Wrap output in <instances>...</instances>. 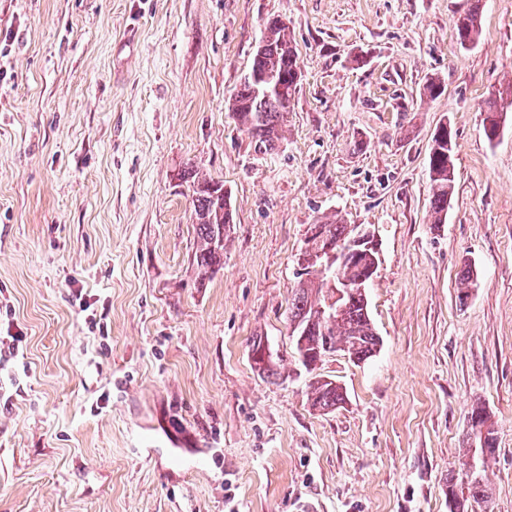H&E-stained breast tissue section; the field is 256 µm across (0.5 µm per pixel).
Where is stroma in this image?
<instances>
[{
  "instance_id": "stroma-1",
  "label": "stroma",
  "mask_w": 512,
  "mask_h": 512,
  "mask_svg": "<svg viewBox=\"0 0 512 512\" xmlns=\"http://www.w3.org/2000/svg\"><path fill=\"white\" fill-rule=\"evenodd\" d=\"M0 0V512H450L482 467L512 512V0ZM302 80L278 151L225 103L269 18ZM440 95L424 90L429 77ZM456 135L445 223L428 176ZM235 230L201 280L184 170ZM374 232L380 345L306 370L288 306L319 217ZM477 273L459 300L464 266ZM263 337L279 377L253 368ZM346 400L312 409L310 384ZM482 403L497 450L465 447ZM469 7L455 21V38L461 46L475 44L481 33L483 0H470ZM483 112H486L484 132L488 140H494L499 134L500 116L502 112H512V85L507 90L498 91L484 101Z\"/></svg>"
}]
</instances>
